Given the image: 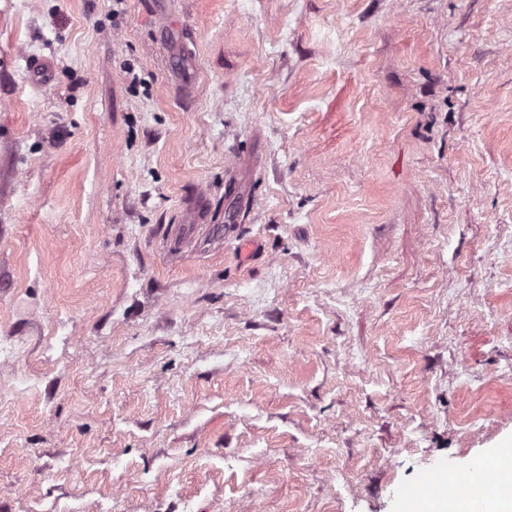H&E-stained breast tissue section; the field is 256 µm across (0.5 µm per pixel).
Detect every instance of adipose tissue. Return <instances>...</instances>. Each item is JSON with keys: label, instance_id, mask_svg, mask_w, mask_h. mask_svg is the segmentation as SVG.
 Masks as SVG:
<instances>
[{"label": "adipose tissue", "instance_id": "1", "mask_svg": "<svg viewBox=\"0 0 512 512\" xmlns=\"http://www.w3.org/2000/svg\"><path fill=\"white\" fill-rule=\"evenodd\" d=\"M496 455L504 466L502 477L496 482L483 484L469 479L462 484L458 494L449 500L438 495L406 503L402 512H467L471 494L492 498L505 512H512V448L497 449Z\"/></svg>", "mask_w": 512, "mask_h": 512}]
</instances>
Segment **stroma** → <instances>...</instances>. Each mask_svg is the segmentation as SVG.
<instances>
[{
  "label": "stroma",
  "mask_w": 512,
  "mask_h": 512,
  "mask_svg": "<svg viewBox=\"0 0 512 512\" xmlns=\"http://www.w3.org/2000/svg\"><path fill=\"white\" fill-rule=\"evenodd\" d=\"M511 441L512 0H0V512H397Z\"/></svg>",
  "instance_id": "35a3bbf8"
}]
</instances>
